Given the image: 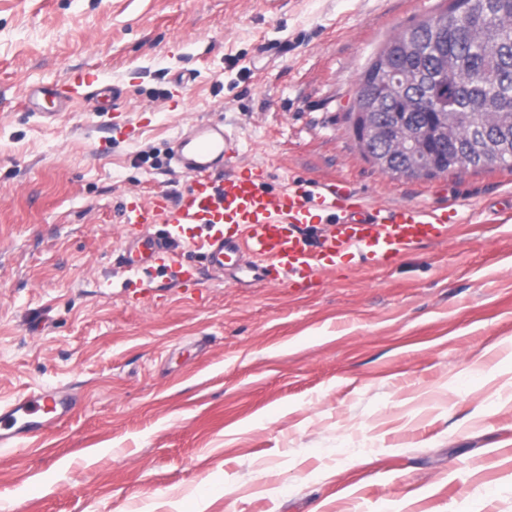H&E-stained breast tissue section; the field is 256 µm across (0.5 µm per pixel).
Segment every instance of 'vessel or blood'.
<instances>
[{"label": "vessel or blood", "instance_id": "1", "mask_svg": "<svg viewBox=\"0 0 512 512\" xmlns=\"http://www.w3.org/2000/svg\"><path fill=\"white\" fill-rule=\"evenodd\" d=\"M71 81L99 85L103 102L120 94L101 85L91 68L74 70ZM46 99L61 108L72 101L52 84L30 93L32 108ZM167 159L188 177L187 187L175 197L159 192L147 202L132 199L122 210V224L141 230L121 255L136 277L161 271L174 283L195 285L183 256L188 247L203 253L212 272L234 268L243 283L272 276L282 283L312 282L345 255L358 252L387 265L448 236L447 211L369 203L342 178L308 189L299 179L270 188L267 168L241 163L236 140L218 122L194 124L172 143ZM155 224L162 232L147 234ZM74 406L62 391L41 388L0 404V447H14L57 425Z\"/></svg>", "mask_w": 512, "mask_h": 512}]
</instances>
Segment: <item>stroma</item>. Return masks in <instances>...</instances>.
Returning <instances> with one entry per match:
<instances>
[{
	"label": "stroma",
	"mask_w": 512,
	"mask_h": 512,
	"mask_svg": "<svg viewBox=\"0 0 512 512\" xmlns=\"http://www.w3.org/2000/svg\"><path fill=\"white\" fill-rule=\"evenodd\" d=\"M450 0H0V403L77 406L0 447V512H512V168L395 178L346 120L396 33ZM95 88L53 117L40 81ZM223 122L274 182L450 207L446 241L317 283L121 266V202L177 195L165 155Z\"/></svg>",
	"instance_id": "stroma-1"
}]
</instances>
